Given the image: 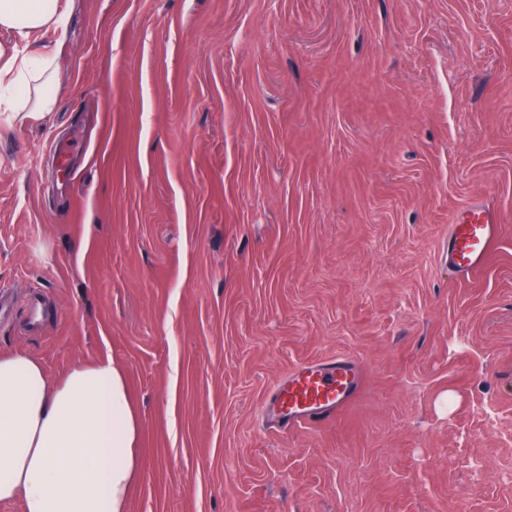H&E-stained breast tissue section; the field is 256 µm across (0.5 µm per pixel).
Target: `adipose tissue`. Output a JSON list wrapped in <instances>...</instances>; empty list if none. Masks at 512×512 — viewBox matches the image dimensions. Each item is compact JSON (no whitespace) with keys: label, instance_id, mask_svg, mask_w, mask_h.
<instances>
[{"label":"adipose tissue","instance_id":"ef3b65f1","mask_svg":"<svg viewBox=\"0 0 512 512\" xmlns=\"http://www.w3.org/2000/svg\"><path fill=\"white\" fill-rule=\"evenodd\" d=\"M0 112L37 115L58 101L51 52L65 40L67 0H0ZM138 422L111 358L50 377L25 352L0 353V503L23 512H126L138 463Z\"/></svg>","mask_w":512,"mask_h":512}]
</instances>
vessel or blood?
Segmentation results:
<instances>
[{
	"instance_id": "obj_1",
	"label": "vessel or blood",
	"mask_w": 512,
	"mask_h": 512,
	"mask_svg": "<svg viewBox=\"0 0 512 512\" xmlns=\"http://www.w3.org/2000/svg\"><path fill=\"white\" fill-rule=\"evenodd\" d=\"M59 172L58 188L67 191L75 177V148L68 142L53 146ZM500 226L494 211L476 205L461 213L448 228L447 258L451 272L467 279L480 271L498 241ZM363 370L355 360L339 357L298 364L270 390L263 406L268 426L288 433L303 426L319 427L360 392Z\"/></svg>"
}]
</instances>
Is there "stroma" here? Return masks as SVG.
I'll return each instance as SVG.
<instances>
[{"label": "stroma", "mask_w": 512, "mask_h": 512, "mask_svg": "<svg viewBox=\"0 0 512 512\" xmlns=\"http://www.w3.org/2000/svg\"><path fill=\"white\" fill-rule=\"evenodd\" d=\"M69 7L55 110L0 113V352L123 367L128 512H512V0ZM478 203L499 240L458 280ZM338 356L357 399L265 431L271 388ZM53 157L59 172L58 189L66 192L75 177L73 169L74 145L69 142H60L52 146ZM500 226L494 211L475 205L449 224L448 268L461 279H469L487 263L498 241Z\"/></svg>", "instance_id": "stroma-1"}]
</instances>
